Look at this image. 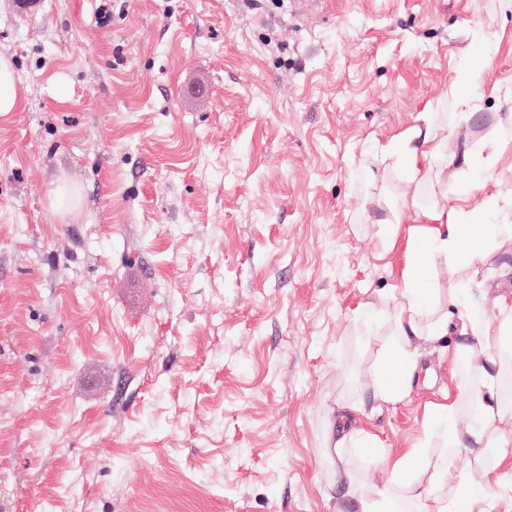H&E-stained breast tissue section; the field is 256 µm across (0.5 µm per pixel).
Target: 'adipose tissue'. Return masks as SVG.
Listing matches in <instances>:
<instances>
[{
	"mask_svg": "<svg viewBox=\"0 0 512 512\" xmlns=\"http://www.w3.org/2000/svg\"><path fill=\"white\" fill-rule=\"evenodd\" d=\"M447 142L437 133L432 113H419L390 148L404 182L410 185L427 177ZM482 209L479 203L453 213L432 208L425 215L423 234L409 230L403 236L402 286L392 314L393 334L379 346L377 367L360 402L376 409L401 402L426 346L446 349L454 362H466L470 376H452L442 402L429 410L428 428L440 438L439 447L386 456L390 486L372 495L358 493L347 451L379 447V439L354 424L353 406H337L325 455L336 471L340 496L352 502L356 512H394L399 501L413 503L416 512H459L464 505L470 512H493L489 491L507 467L505 456L495 452L497 435L501 425L512 420L501 401V351L487 340L482 303L473 289L451 295L447 310L434 314L428 281L430 270L441 262L451 259L467 265L476 255L496 250L498 225L466 221L469 212ZM442 487L448 490L444 499L437 494Z\"/></svg>",
	"mask_w": 512,
	"mask_h": 512,
	"instance_id": "ef3b65f1",
	"label": "adipose tissue"
}]
</instances>
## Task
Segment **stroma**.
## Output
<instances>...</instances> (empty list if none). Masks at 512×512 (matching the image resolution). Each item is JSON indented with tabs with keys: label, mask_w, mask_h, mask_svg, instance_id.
<instances>
[{
	"label": "stroma",
	"mask_w": 512,
	"mask_h": 512,
	"mask_svg": "<svg viewBox=\"0 0 512 512\" xmlns=\"http://www.w3.org/2000/svg\"><path fill=\"white\" fill-rule=\"evenodd\" d=\"M0 54V512H352L324 448L390 331L384 219L460 205L446 159L409 187L380 148L477 62L448 148L493 155L477 194L512 225V0H0ZM511 252L439 264L435 308L511 293ZM452 369L426 350L364 418L386 451L427 440ZM20 108L15 69L8 57L0 55V114L18 112Z\"/></svg>",
	"instance_id": "35a3bbf8"
}]
</instances>
